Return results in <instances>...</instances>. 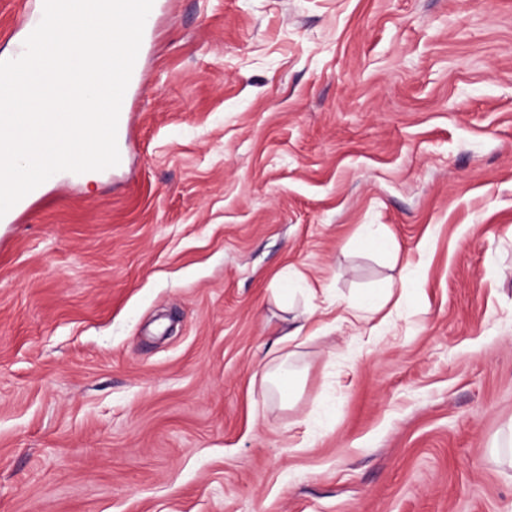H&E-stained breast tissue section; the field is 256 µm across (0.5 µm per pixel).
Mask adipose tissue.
<instances>
[{"label":"adipose tissue","instance_id":"adipose-tissue-1","mask_svg":"<svg viewBox=\"0 0 512 512\" xmlns=\"http://www.w3.org/2000/svg\"><path fill=\"white\" fill-rule=\"evenodd\" d=\"M392 291H374L362 296L346 299L343 297L324 299L322 304H307L299 315L297 325L283 335L282 340L293 346L301 345L305 329L318 313L328 309L334 311L335 320L340 325L352 330L354 334H362L364 325L371 315L379 313L389 303Z\"/></svg>","mask_w":512,"mask_h":512}]
</instances>
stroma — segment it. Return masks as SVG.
Segmentation results:
<instances>
[{"label":"stroma","instance_id":"stroma-1","mask_svg":"<svg viewBox=\"0 0 512 512\" xmlns=\"http://www.w3.org/2000/svg\"><path fill=\"white\" fill-rule=\"evenodd\" d=\"M159 4L123 165L0 222V512H512V0ZM282 270L411 291L289 406ZM293 354V351H288L277 365L265 370L262 374V380L268 392L281 401L290 402L291 396L298 389L300 373L290 363V357Z\"/></svg>","mask_w":512,"mask_h":512}]
</instances>
